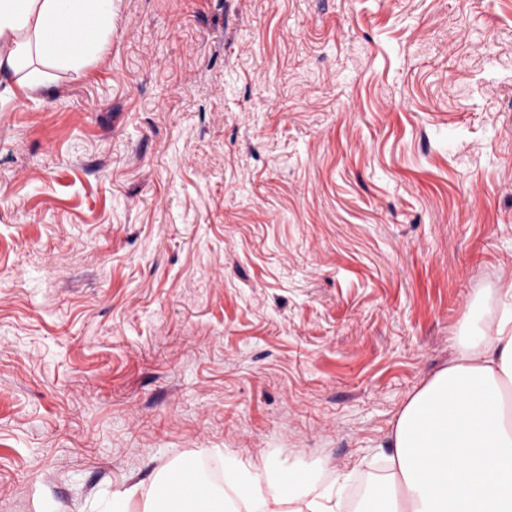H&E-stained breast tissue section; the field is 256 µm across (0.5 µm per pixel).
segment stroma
I'll use <instances>...</instances> for the list:
<instances>
[{
    "label": "stroma",
    "instance_id": "stroma-1",
    "mask_svg": "<svg viewBox=\"0 0 512 512\" xmlns=\"http://www.w3.org/2000/svg\"><path fill=\"white\" fill-rule=\"evenodd\" d=\"M0 95V512L185 460L317 487L512 279V0H112Z\"/></svg>",
    "mask_w": 512,
    "mask_h": 512
}]
</instances>
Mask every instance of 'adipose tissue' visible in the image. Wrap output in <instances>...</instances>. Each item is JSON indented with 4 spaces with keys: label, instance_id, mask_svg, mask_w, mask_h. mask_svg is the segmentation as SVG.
<instances>
[{
    "label": "adipose tissue",
    "instance_id": "ef3b65f1",
    "mask_svg": "<svg viewBox=\"0 0 512 512\" xmlns=\"http://www.w3.org/2000/svg\"><path fill=\"white\" fill-rule=\"evenodd\" d=\"M81 23L76 48L47 38L60 16ZM112 28V0H0V72L35 53L77 70ZM498 316L465 313L457 354L402 407L389 436L388 486L355 512H512V281ZM225 499L244 512H344L335 488L284 481L261 492L247 468L228 473Z\"/></svg>",
    "mask_w": 512,
    "mask_h": 512
}]
</instances>
